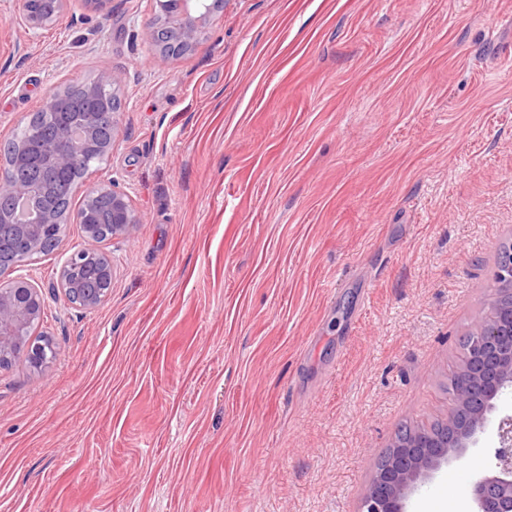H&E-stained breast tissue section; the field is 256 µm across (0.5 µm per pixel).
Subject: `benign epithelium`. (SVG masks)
<instances>
[{"instance_id": "obj_1", "label": "benign epithelium", "mask_w": 512, "mask_h": 512, "mask_svg": "<svg viewBox=\"0 0 512 512\" xmlns=\"http://www.w3.org/2000/svg\"><path fill=\"white\" fill-rule=\"evenodd\" d=\"M70 0H50L51 9L42 14H22V28L35 32L55 21ZM155 25L164 39L156 43L152 63L165 67L172 58L191 51L216 25L223 0H150ZM124 74L109 71L94 83L67 84L52 90L42 101L40 111L51 113L71 92L89 98L105 93L117 97ZM99 113L86 112L79 126L59 125L38 144L25 141L13 147V174L5 173L0 153V365L24 360L34 369L44 367V345L30 338L18 346L21 330L40 321L44 305L43 286L19 273L20 262L12 250L21 239L30 252L40 251L45 236H53L63 246L66 226L80 224L86 245L72 251L51 285L52 294H61L68 303L94 310L110 294L112 287L88 288L79 271L89 259L100 257L113 274L112 255L100 248L99 235L88 214L101 194L112 197V238L129 240L138 224L132 195L118 183L94 181L85 177L74 192L82 198L81 209L59 213L52 207L32 209L29 218H19L26 197L39 192L37 167L44 163L59 171L77 166L83 159L81 144L86 139L101 141L102 153L112 152L121 133L118 113H112V137L100 134ZM494 289L485 317L467 334L458 368L453 372L456 385L451 390L448 418L435 431L418 427L406 439H394L385 464L379 466L364 494L361 512H406L405 503L419 484L444 464L465 458L476 448L478 437L497 411V402L512 390V248L503 250L494 273ZM498 447L494 462L472 475V508L469 512H512V415L499 418L496 426Z\"/></svg>"}]
</instances>
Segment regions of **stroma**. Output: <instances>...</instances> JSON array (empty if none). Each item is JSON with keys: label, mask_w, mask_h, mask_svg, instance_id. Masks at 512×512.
Wrapping results in <instances>:
<instances>
[{"label": "stroma", "mask_w": 512, "mask_h": 512, "mask_svg": "<svg viewBox=\"0 0 512 512\" xmlns=\"http://www.w3.org/2000/svg\"><path fill=\"white\" fill-rule=\"evenodd\" d=\"M0 0V142L56 86L126 74L94 179L131 239L55 359L0 370V512H359L448 374L512 241V0H224L154 67L150 0ZM23 51H16V43ZM481 454L407 504L468 512ZM49 1L52 7L43 14H29L25 11L23 12L21 24L25 32H35L55 21L65 11L70 2V0Z\"/></svg>", "instance_id": "obj_1"}]
</instances>
